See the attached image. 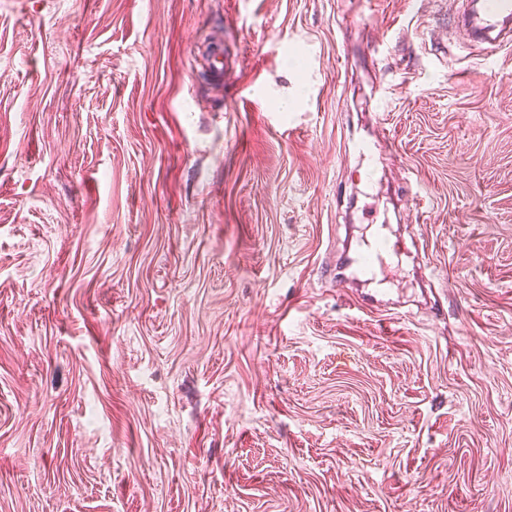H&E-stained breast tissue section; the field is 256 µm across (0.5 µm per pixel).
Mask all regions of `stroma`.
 Segmentation results:
<instances>
[{"mask_svg": "<svg viewBox=\"0 0 512 512\" xmlns=\"http://www.w3.org/2000/svg\"><path fill=\"white\" fill-rule=\"evenodd\" d=\"M0 512H512V49L444 0H0Z\"/></svg>", "mask_w": 512, "mask_h": 512, "instance_id": "1", "label": "stroma"}]
</instances>
